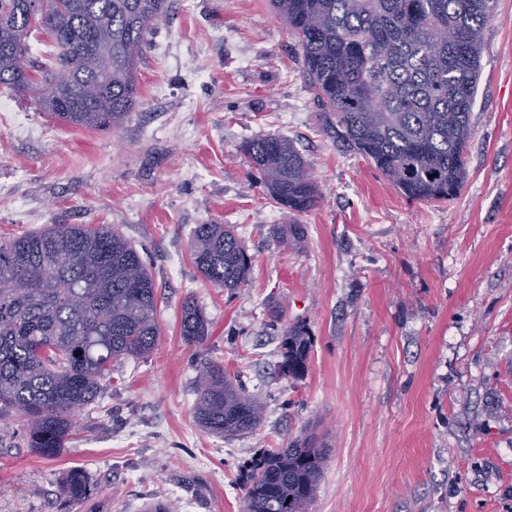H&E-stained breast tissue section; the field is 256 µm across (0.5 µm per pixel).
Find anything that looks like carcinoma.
Listing matches in <instances>:
<instances>
[{"label":"carcinoma","instance_id":"obj_1","mask_svg":"<svg viewBox=\"0 0 512 512\" xmlns=\"http://www.w3.org/2000/svg\"><path fill=\"white\" fill-rule=\"evenodd\" d=\"M165 0H0V87L28 95L53 121L106 130L137 106L138 66L146 36ZM302 50V72L327 132L344 151L371 161L404 196L447 201L466 179L465 150L481 73L483 30L497 0H270ZM439 24L456 28L441 42ZM52 43L48 59L29 38ZM242 152L271 198L295 215L318 196L309 165L294 144L269 136ZM271 233L299 243L304 226L275 224ZM191 256L202 277L234 291L252 259L231 224H199ZM281 373L307 370L306 323L280 324ZM180 334L203 343L209 323L187 297ZM160 336L153 277L118 228L52 224L0 242V414L28 420V447L46 456L64 446L73 416L88 407L112 361L149 354ZM197 422L224 437L253 432L264 408L224 366L201 363ZM327 450L314 437L261 451L251 460L243 512H308ZM83 473L65 492L86 497Z\"/></svg>","mask_w":512,"mask_h":512}]
</instances>
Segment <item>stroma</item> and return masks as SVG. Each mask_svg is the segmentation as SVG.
Instances as JSON below:
<instances>
[{"label":"stroma","instance_id":"35a3bbf8","mask_svg":"<svg viewBox=\"0 0 512 512\" xmlns=\"http://www.w3.org/2000/svg\"><path fill=\"white\" fill-rule=\"evenodd\" d=\"M467 177L448 202L406 199L324 131L301 49L270 0H167L138 68V105L97 131L0 95V241L47 224H111L152 273L161 335L113 361L65 448H28L0 418V512H242L244 467L311 433L329 450L309 512H512V0L483 34ZM285 136L321 197L297 215L303 242L241 152ZM200 224H233L247 285L214 287L190 257ZM193 296L210 335H180ZM306 322L304 376L279 372L268 311ZM257 395L253 433L196 421L198 361ZM92 495L69 498L70 470Z\"/></svg>","mask_w":512,"mask_h":512}]
</instances>
